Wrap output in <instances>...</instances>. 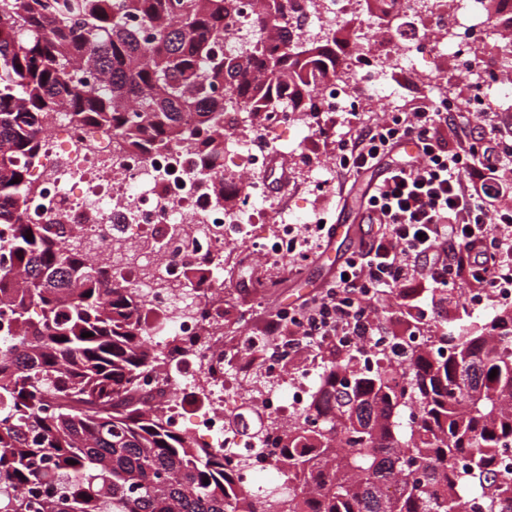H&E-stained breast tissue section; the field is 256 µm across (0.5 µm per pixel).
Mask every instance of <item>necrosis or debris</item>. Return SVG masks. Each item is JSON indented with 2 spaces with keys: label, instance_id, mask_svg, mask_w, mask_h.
Returning a JSON list of instances; mask_svg holds the SVG:
<instances>
[{
  "label": "necrosis or debris",
  "instance_id": "obj_1",
  "mask_svg": "<svg viewBox=\"0 0 512 512\" xmlns=\"http://www.w3.org/2000/svg\"><path fill=\"white\" fill-rule=\"evenodd\" d=\"M456 2L457 18L442 34L441 43L462 58L465 75L480 83L485 78L483 61L469 52L471 42L485 32L484 20L475 16L480 0ZM442 4L443 0H387L388 11L398 16V32L368 34L360 49L347 52L335 81L318 84L320 105L329 112H354L364 101L386 100L383 82L359 87L355 74L384 60L399 70L416 68L413 47L431 39L417 21L422 12H440ZM366 21L365 0H306L303 20L288 21L287 27L292 37L305 38L328 22L340 28ZM291 115V108L282 107L267 113L261 129L227 139L225 165L249 173L266 167L267 151L287 130ZM187 154L182 147L161 154L128 151L118 155L111 134L73 126L66 113H55L30 169L34 195L27 219L35 224L81 225L88 253L111 264L113 272L160 315V322L148 329L155 346L164 350L172 339H195L188 352L151 371L149 381L166 388L172 427H190L217 454L245 456L254 479L271 471L268 451L248 419L234 426L229 423L241 393L231 380L245 356L258 357L266 377L259 396L266 417L287 421L305 405L308 393L303 386L285 381L283 360L263 335L245 333L228 346L220 340L197 341L201 321L213 325L223 321L224 305L200 298L187 272L203 256L222 257L230 242L249 244L270 260L285 262L296 255L302 238L314 234L316 222L290 215L284 203L258 187L245 205L211 209L205 182L191 171ZM261 213L271 217L274 229L268 237L255 239L251 226ZM171 224L181 225V233L165 237L162 247L151 246L154 232Z\"/></svg>",
  "mask_w": 512,
  "mask_h": 512
}]
</instances>
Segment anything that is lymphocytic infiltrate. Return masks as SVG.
I'll use <instances>...</instances> for the list:
<instances>
[{
  "mask_svg": "<svg viewBox=\"0 0 512 512\" xmlns=\"http://www.w3.org/2000/svg\"><path fill=\"white\" fill-rule=\"evenodd\" d=\"M472 118L444 107L394 112L337 140L342 171L383 169L365 195L376 230L317 296L270 316L268 335L288 337L293 359L313 351L359 353L383 340L376 302L412 283L441 304L462 290L492 301L512 288V187L499 176L512 158V138L474 137L449 149L442 129L451 121L469 127ZM408 139L418 151L405 159Z\"/></svg>",
  "mask_w": 512,
  "mask_h": 512,
  "instance_id": "lymphocytic-infiltrate-1",
  "label": "lymphocytic infiltrate"
}]
</instances>
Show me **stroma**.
Instances as JSON below:
<instances>
[{
    "label": "stroma",
    "instance_id": "1",
    "mask_svg": "<svg viewBox=\"0 0 512 512\" xmlns=\"http://www.w3.org/2000/svg\"><path fill=\"white\" fill-rule=\"evenodd\" d=\"M377 72L386 74L392 99L345 115H325L318 136H311L307 120L289 126L288 134L270 149L277 166L286 171V184L274 195L287 203L296 216L311 217L339 225L334 240L325 241L317 254L304 264L301 275L289 276L277 263L246 253L238 245L224 249L221 278L224 282V333L232 340L244 329L261 328L266 317L278 309L311 298L330 279L337 266L355 251L367 231L364 194L376 179V172L349 177L335 170V145L356 129L383 119L390 112H407L414 107H431L455 98L465 100L477 92L457 61L447 50L420 60L416 71L392 72L390 65L380 64ZM332 172V185L323 191L301 188L299 181L311 171Z\"/></svg>",
    "mask_w": 512,
    "mask_h": 512
}]
</instances>
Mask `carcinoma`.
<instances>
[{
  "label": "carcinoma",
  "mask_w": 512,
  "mask_h": 512,
  "mask_svg": "<svg viewBox=\"0 0 512 512\" xmlns=\"http://www.w3.org/2000/svg\"><path fill=\"white\" fill-rule=\"evenodd\" d=\"M256 2L266 52L227 56L236 0H0V512H512V310L393 336L362 371L332 356L287 425L255 430L292 482L273 504L148 409L147 373L189 346L149 342L145 301L87 258L80 227L24 222L42 123L63 104L126 149L189 148L224 206V114L248 113L241 133L285 98L313 117L307 74L336 79L332 35L282 28L298 0ZM219 265L192 268L201 296Z\"/></svg>",
  "instance_id": "obj_1"
}]
</instances>
